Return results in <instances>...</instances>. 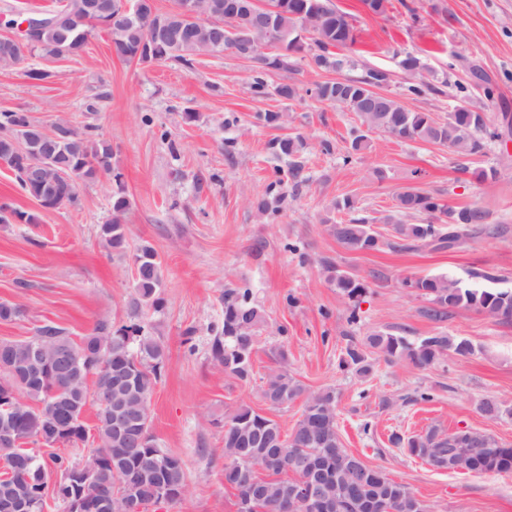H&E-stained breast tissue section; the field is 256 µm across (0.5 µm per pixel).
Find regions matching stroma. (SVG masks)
<instances>
[{
	"label": "stroma",
	"instance_id": "stroma-1",
	"mask_svg": "<svg viewBox=\"0 0 512 512\" xmlns=\"http://www.w3.org/2000/svg\"><path fill=\"white\" fill-rule=\"evenodd\" d=\"M334 2L355 19L359 57L391 72L390 92L405 82L398 62L408 53L428 74L447 75L445 94L404 99L406 108L444 119L462 98L480 96L487 82L494 89L490 123L512 113V0H390L378 16L361 0ZM414 13L419 22L411 21ZM28 67L47 71V79L27 78ZM25 68L0 67V111L26 112L47 127H96L110 141L112 165L126 186L129 245L150 243L165 268L163 307L145 317L168 352L150 415L161 448L184 460L187 486L180 499L151 512H237V499L224 486L223 433L216 422L244 402L292 429L301 403L273 409L261 396L272 351L281 346L298 379L314 390H335L345 448L408 486L430 512H512V473L438 470L389 441L394 433L409 437L438 425L450 433L476 429L512 444V323L466 309L442 322L428 320L421 314L427 298L401 285L407 277L464 278L480 269L492 275V287L512 288V132L466 159L445 146L375 133L370 149L346 165L348 132L358 121L305 96L307 87L329 78L305 61L266 75L269 86L302 89L292 100L252 96L253 65L231 53L200 57L190 69L128 62L112 54L102 30L81 56L35 54ZM268 110L284 113V124L255 120V113ZM188 111L196 121L185 122ZM296 136L308 144L302 181L286 187L279 214H260L255 200L275 170L291 163L269 144ZM324 140L332 142V153L321 152ZM375 167L387 170L385 181L371 177ZM490 167L496 176L480 178ZM407 187L441 194L453 207H480L489 223L508 233L481 234L450 251L421 245L398 253L350 252L328 233L326 219L346 217L334 203L347 197L376 231L389 234L382 219ZM77 194V206L43 209L0 162V203L35 218L0 224V301L21 309L16 319L0 322V341L27 339L46 324L77 338L100 320L125 321L132 262L110 253L99 235L112 218V181L103 176L79 183ZM328 262L364 278L366 294L356 301L341 294L324 269ZM228 288L251 289L267 314L247 383L225 374L209 353L210 327L222 318ZM379 331L413 340L461 336L474 352L444 356L428 369L380 358L366 378L340 367L348 341L360 343ZM424 389L433 401L411 402ZM489 397L503 405L499 418L479 410ZM367 421L373 424L368 434L361 429Z\"/></svg>",
	"mask_w": 512,
	"mask_h": 512
}]
</instances>
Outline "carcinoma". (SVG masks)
<instances>
[{
	"label": "carcinoma",
	"mask_w": 512,
	"mask_h": 512,
	"mask_svg": "<svg viewBox=\"0 0 512 512\" xmlns=\"http://www.w3.org/2000/svg\"><path fill=\"white\" fill-rule=\"evenodd\" d=\"M89 0H66L57 10L44 12L56 18L35 38L24 45L8 37H0V59L6 65H21L27 55L39 53L46 57L78 56L87 45L85 33L95 27L87 18ZM225 0H203V9L217 22L224 23L221 36H214L210 26L197 23L189 16L177 17L176 9L167 11L170 28H154L144 18H126L107 29L112 52L120 59L140 64L171 61L190 67L201 56H220L234 51L241 37L246 36L250 22L244 18L224 17ZM264 29L250 35L254 38L256 55L248 61L261 70H293L294 55L301 54L310 65L327 71L345 68L358 74L315 84L306 90L317 102L336 110L353 112L359 126L350 131L349 147L343 163L369 148L370 133H388L400 139L448 146L460 157L482 154L486 147L501 137L499 128L484 116L486 102L493 99V89L482 88L483 97L463 100L448 117L440 120L428 112H413L400 97L420 98L444 93L447 78H429L421 60L411 54L400 60L406 82L400 94L380 92L389 86L391 73L378 66L362 63L342 54L357 41L354 19L339 10L332 0H278ZM250 90L258 97L273 94L292 100L298 95L293 84H280L268 89L256 76ZM33 120L25 112H0V161L14 173L19 187L44 209H58L76 204L77 186L95 181L103 175L112 177V220L101 225L106 247L118 255H130L135 270L133 296L128 304V321L115 326L108 320L99 321L92 332L75 340L60 328L46 324L36 335L21 341H0V429L8 425L14 438L0 442V512L6 500L27 501L36 512H43L46 498L62 500L67 512H74L79 497L114 499L121 503L127 489L133 488L145 504L159 495L162 488L175 493L185 490L186 469L182 457L159 446L151 432L149 403L161 379L167 360L166 348L160 337L153 335L144 321L148 311L162 308L161 292L165 269L153 246L142 244L129 250L126 225L122 216L129 206L122 175L112 167V144L94 133L63 124L54 128L53 161L57 166L44 171L42 181L25 180L21 160L33 161L37 156L22 149L31 135ZM304 138L288 137L272 143L279 155L299 157L306 150ZM259 209L276 214L284 194H273ZM423 214L429 221L413 224L408 219ZM487 213L480 208L454 209L440 194L408 187L396 196L395 213L386 217L392 229L387 238L372 229L365 218L352 217L346 222L328 225L329 233L348 251L374 252L384 247L404 250L419 243L435 250L453 249L472 236L480 224L486 223ZM12 220L34 222V217L0 206V224ZM329 279L350 300L367 291V284L358 276L326 266ZM490 280L485 271L470 273V281L447 275L428 278L407 277L402 286L428 297L431 306L424 315L440 321L457 308H467L501 322H512V289L481 288L472 279ZM266 324L264 309L258 305L248 288H228L224 291L223 321L212 327L210 353L224 372L247 382L253 375L254 352L258 333ZM43 342L49 354L66 355L70 369L60 365L52 371L36 374L5 369L11 363L25 360L29 349ZM474 352L472 343L457 336H427L411 341L405 336L377 332L358 344L347 343L340 364L366 376L373 371V356L387 362L407 360L418 368L435 365L444 355L465 358ZM277 367L264 377L262 397L272 408H286L302 401V413L287 433L280 424L247 404H240L224 413V484L239 493L236 471L254 465L268 466L267 456L275 448L287 450V459L269 473L266 483L267 504L264 512H281L280 476L298 481L303 474L293 464L296 455L314 457L323 465V488L336 502L335 512H366L364 503L373 501L388 505L384 512H415L416 497L404 484L398 483L380 468H370L365 485L356 484L353 463L359 457L343 447L337 426L336 392L332 389L311 390L288 369V351L272 352ZM122 396L128 406L142 417V429L124 439L112 437L108 418L100 408L101 397ZM95 407V432L84 422L88 407ZM93 439L96 447L95 471L90 480L74 476L78 464L53 453L52 466L47 467L33 454L28 445L54 448L59 444H77ZM391 444L405 448L435 469L457 470L448 463L452 449L464 444L474 454L463 466L467 473L491 474L512 472V444L502 443L492 436L473 430L453 434L440 427H431L422 434L407 438L394 434Z\"/></svg>",
	"instance_id": "obj_1"
}]
</instances>
